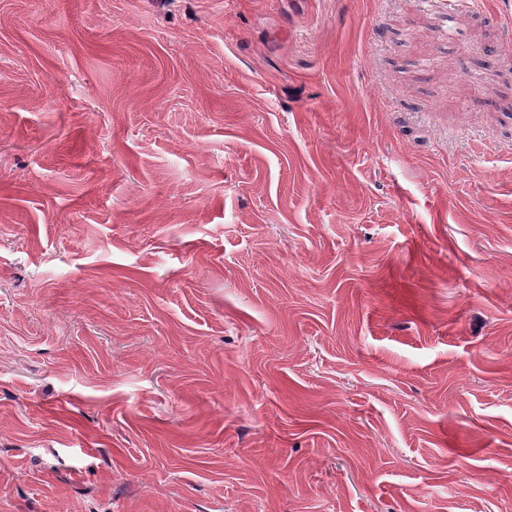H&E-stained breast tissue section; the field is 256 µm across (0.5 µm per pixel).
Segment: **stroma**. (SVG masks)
Instances as JSON below:
<instances>
[{
	"label": "stroma",
	"mask_w": 512,
	"mask_h": 512,
	"mask_svg": "<svg viewBox=\"0 0 512 512\" xmlns=\"http://www.w3.org/2000/svg\"><path fill=\"white\" fill-rule=\"evenodd\" d=\"M0 512H512V0H0Z\"/></svg>",
	"instance_id": "obj_1"
}]
</instances>
